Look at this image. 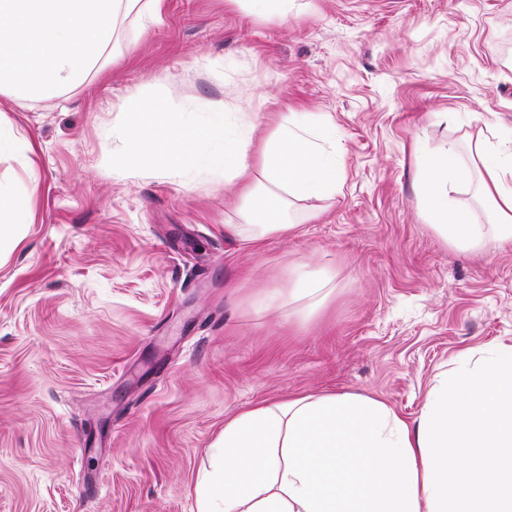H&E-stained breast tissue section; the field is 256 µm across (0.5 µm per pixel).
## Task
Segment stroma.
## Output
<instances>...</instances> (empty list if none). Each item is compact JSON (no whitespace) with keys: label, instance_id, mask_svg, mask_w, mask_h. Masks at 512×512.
Segmentation results:
<instances>
[{"label":"stroma","instance_id":"1","mask_svg":"<svg viewBox=\"0 0 512 512\" xmlns=\"http://www.w3.org/2000/svg\"><path fill=\"white\" fill-rule=\"evenodd\" d=\"M141 97L173 121L251 101L257 149L329 114L335 196L252 244L223 177H113ZM502 125L512 0H160L153 24L119 14L80 85L0 95V192L29 202L0 252V512H197L243 409L353 392L411 420L461 351L512 347V242L455 249L414 192L417 144L467 159ZM299 263L330 272L322 307L261 308Z\"/></svg>","mask_w":512,"mask_h":512}]
</instances>
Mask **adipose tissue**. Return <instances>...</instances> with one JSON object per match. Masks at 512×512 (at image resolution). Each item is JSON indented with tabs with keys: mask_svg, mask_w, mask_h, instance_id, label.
<instances>
[{
	"mask_svg": "<svg viewBox=\"0 0 512 512\" xmlns=\"http://www.w3.org/2000/svg\"><path fill=\"white\" fill-rule=\"evenodd\" d=\"M159 100L144 99L112 155V173L161 167L181 175L219 172L236 181L247 239L290 235L292 200L334 196V133L322 112L285 115L252 156L257 115L235 123H172ZM416 193L424 216L449 244L481 248L512 240V129L477 143L472 161L456 146H418ZM474 188L475 203L456 199ZM330 274L293 266L263 291L266 305L318 295ZM197 512H512V348L461 353L437 378L418 420L349 392L255 404L224 422L209 468L195 485Z\"/></svg>",
	"mask_w": 512,
	"mask_h": 512,
	"instance_id": "ef3b65f1",
	"label": "adipose tissue"
}]
</instances>
